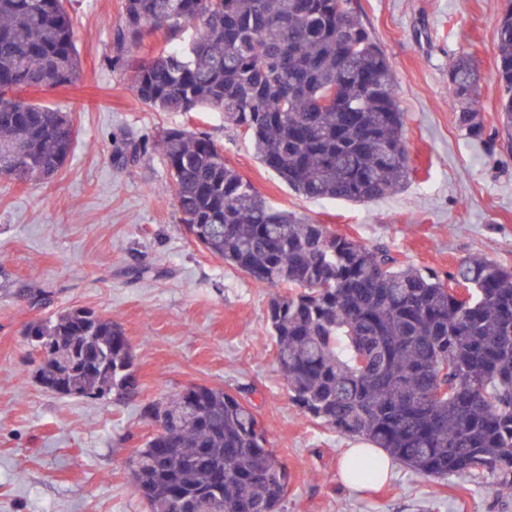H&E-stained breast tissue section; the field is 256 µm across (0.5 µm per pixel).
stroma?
I'll use <instances>...</instances> for the list:
<instances>
[{
	"label": "stroma",
	"mask_w": 512,
	"mask_h": 512,
	"mask_svg": "<svg viewBox=\"0 0 512 512\" xmlns=\"http://www.w3.org/2000/svg\"><path fill=\"white\" fill-rule=\"evenodd\" d=\"M358 2L394 72L413 168L400 192L365 204L297 195L223 113L141 104L130 70L112 63L122 0H74L78 82L22 93L71 114L70 158L49 181L0 180V512H147L128 469L156 431L142 409L191 384L249 389L290 474L281 512H512V497L487 483L399 463L383 484L347 486L342 458L357 440L301 414L278 371L267 321L278 288L252 282L187 234L160 151L116 159L128 136L203 131L273 205L331 232L441 274L474 256L512 267V154L466 137L448 83L449 65L472 54L483 76L480 118L495 127L494 41L512 0ZM72 308L121 324L134 395L75 398L36 383L39 356L25 328Z\"/></svg>",
	"instance_id": "obj_1"
}]
</instances>
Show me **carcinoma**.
<instances>
[{"label":"carcinoma","instance_id":"1","mask_svg":"<svg viewBox=\"0 0 512 512\" xmlns=\"http://www.w3.org/2000/svg\"><path fill=\"white\" fill-rule=\"evenodd\" d=\"M69 0H0V179L46 180L65 164L75 129L66 112L14 96L79 77ZM112 63L133 72L137 98L157 112L224 113L260 162L308 199L369 203L407 183L404 112L381 46L355 0H124ZM163 33L147 60L130 48ZM498 127L478 120L480 72L471 54L448 69L466 135L512 149V10L496 31ZM329 92L335 99L321 104ZM164 159L181 222L195 242L257 284L288 289L267 320L290 399L312 421L384 449L432 477L490 478L512 493V267L468 259L441 275L400 263L270 205L224 162L206 134L169 130ZM124 140L119 160L149 150ZM467 287L468 301L457 286ZM45 351L34 379L71 397L135 391L121 325L71 309L32 325ZM170 423L136 455L149 512H193L197 495L224 512H279L287 466L241 395L192 384L144 407ZM353 460L348 475L376 480ZM221 481H216L217 475Z\"/></svg>","mask_w":512,"mask_h":512}]
</instances>
